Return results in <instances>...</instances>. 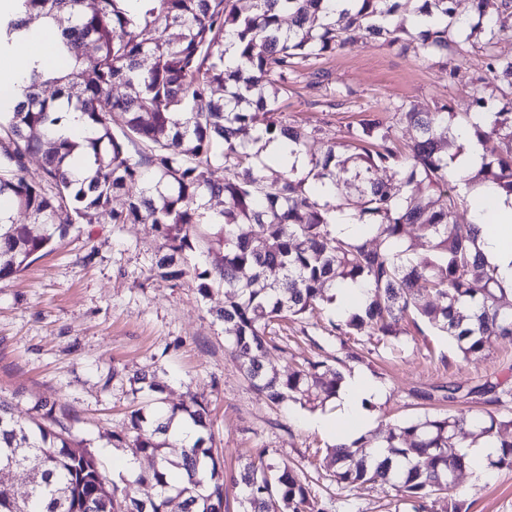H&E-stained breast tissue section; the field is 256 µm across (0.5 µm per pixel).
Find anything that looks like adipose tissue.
I'll use <instances>...</instances> for the list:
<instances>
[{"label": "adipose tissue", "instance_id": "1", "mask_svg": "<svg viewBox=\"0 0 512 512\" xmlns=\"http://www.w3.org/2000/svg\"><path fill=\"white\" fill-rule=\"evenodd\" d=\"M56 41L57 31L49 25L23 32L19 53L0 68L1 101L23 100L26 77L33 66L53 69V55L40 51L39 46ZM467 192L473 201L470 220L478 228L480 249L502 288L512 293V195L497 192L484 183L468 185ZM383 396V388L369 377L357 373L347 378L340 390L346 420L360 425L368 415L369 404Z\"/></svg>", "mask_w": 512, "mask_h": 512}]
</instances>
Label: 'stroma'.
<instances>
[{"label": "stroma", "instance_id": "35a3bbf8", "mask_svg": "<svg viewBox=\"0 0 512 512\" xmlns=\"http://www.w3.org/2000/svg\"><path fill=\"white\" fill-rule=\"evenodd\" d=\"M440 55H424L373 39L298 65L289 82L284 118L310 134L308 149L321 153L342 143L348 124L390 120L395 105L425 111L474 112V97L497 96L485 80L483 56L468 49L456 56L447 78ZM161 238L152 225L116 224L92 212L74 224L49 255L14 278L0 281V400L15 415L54 404L72 432L90 443L115 477V457H131L112 445V432L126 423L133 398L161 397L163 407L189 397L207 403L215 448L225 472L268 449L274 461L302 469L317 512H416L387 486L338 484L326 459L329 434L312 426L320 416L344 424L340 402L309 409L284 400L270 405L245 379L229 354L216 311L223 289L202 298L192 280L165 279L158 267ZM333 308L303 320L282 321L276 350L265 358L281 373L307 360L335 364L343 357L330 331ZM355 341L364 359L347 362L344 375L360 372L382 385L385 398L370 408L365 434L449 408L440 386L471 388L486 382L512 389V339H492L484 355L465 360L447 337L425 324L402 323L392 346L365 334ZM147 373L155 390H137L134 377ZM512 512V470L461 472L447 496L428 499L423 512Z\"/></svg>", "mask_w": 512, "mask_h": 512}]
</instances>
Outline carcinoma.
<instances>
[{"instance_id": "cac0c4a2", "label": "carcinoma", "mask_w": 512, "mask_h": 512, "mask_svg": "<svg viewBox=\"0 0 512 512\" xmlns=\"http://www.w3.org/2000/svg\"><path fill=\"white\" fill-rule=\"evenodd\" d=\"M0 10V55L17 45L16 34L36 21L61 29L55 63L47 73L29 75L26 99L0 103V200L5 199L41 226L37 234L17 224L0 208V280L11 278L64 238L89 211L110 214L112 223L146 222L164 239L159 258L165 276L179 284L198 282L201 296L224 289V321L233 358L251 387L273 404L292 398L322 405L339 398L342 372L323 361H309L286 374L269 371L265 355L278 345L271 337L276 321L301 319L330 304L334 290L348 282L365 290L366 305L331 323L338 336L369 329L387 338L400 323L420 318L448 336L462 358L481 355L493 336L512 338V304L477 244L475 225L456 219L461 199L449 186L448 156L454 144L456 115L441 104L421 112L400 104L392 123L363 120L348 130L342 157L331 145L310 155L307 177L328 184L332 194L355 179L362 183L360 220L388 248L377 251L368 239L332 235L333 206L307 193L295 167L273 169L249 149L256 113L269 119L258 136L288 141L290 151H307L306 135L275 118L297 65L319 60L355 43L353 31L393 47L409 36L425 53L460 54L453 40L461 31L452 0H414L412 14L434 19L417 31L391 27L399 0H346L336 12L329 0H9ZM482 33L485 70L500 81L499 104L479 96V111L466 116L465 128L483 139L486 128L498 136L497 157L482 164L477 177L512 194V54L497 50L500 34L512 28V0H472ZM291 24L283 27L284 17ZM233 38L235 63L224 64L225 39ZM46 85L55 88L42 96ZM121 86L125 93L113 94ZM78 112L90 132L80 142L52 137ZM122 116L112 129V113ZM415 130L401 146L395 127ZM144 150L132 155L127 144ZM42 158L44 179L28 180V158ZM224 167V178L212 168ZM395 169V183L376 177ZM429 192L434 200L422 204ZM127 197L126 209H112V196ZM224 196V210L206 215V196ZM217 224L224 236V258L203 270L189 269L186 252L194 249L193 227ZM416 227L426 252L403 246L407 228ZM435 302L421 300L419 283ZM472 395L497 407L482 415L463 407L393 426L376 441L335 444L327 457L336 465V481L391 485L406 499L422 501L452 489L448 475L466 467L454 448L471 441H496L488 458L493 469H512V411H501L512 393L485 383L461 393L449 385L443 398L466 404ZM36 417L19 419L0 401V472L7 466L30 473L14 498L0 497V512H227L229 490H240L243 512H314L308 487L288 465L258 457L227 482L208 428L207 406L191 399L166 412L139 408L130 425L112 432V447L131 446L151 466L124 486L112 482L95 450L43 404ZM184 414L197 430L169 457V431ZM371 448L369 454L359 453ZM151 484L159 494L147 500L134 486Z\"/></svg>"}]
</instances>
